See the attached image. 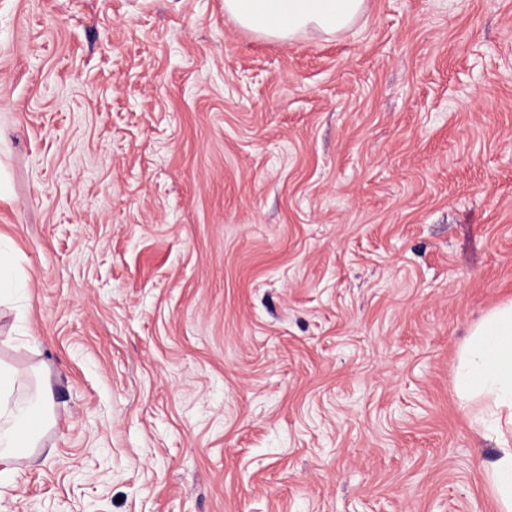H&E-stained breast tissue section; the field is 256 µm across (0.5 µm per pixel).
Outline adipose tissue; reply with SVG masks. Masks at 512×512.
<instances>
[{
	"mask_svg": "<svg viewBox=\"0 0 512 512\" xmlns=\"http://www.w3.org/2000/svg\"><path fill=\"white\" fill-rule=\"evenodd\" d=\"M365 0H224L237 25L281 42L310 31L335 34L362 14ZM27 377L0 364V485L12 483L15 459H33L51 405L48 388L28 397ZM456 390L462 404L484 401L483 426L498 436L497 455L485 474L498 512H512V301L492 309L471 330L459 352Z\"/></svg>",
	"mask_w": 512,
	"mask_h": 512,
	"instance_id": "obj_1",
	"label": "adipose tissue"
}]
</instances>
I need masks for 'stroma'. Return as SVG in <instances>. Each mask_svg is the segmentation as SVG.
<instances>
[{"label":"stroma","mask_w":512,"mask_h":512,"mask_svg":"<svg viewBox=\"0 0 512 512\" xmlns=\"http://www.w3.org/2000/svg\"><path fill=\"white\" fill-rule=\"evenodd\" d=\"M0 0V512H497L455 392L512 299V0ZM365 0H224V13L261 37L292 41L309 31L335 34L362 14ZM12 274V261L7 252L0 250V301L10 297L18 288ZM27 376L0 363V462L35 457L40 434L51 406L48 388L39 387L28 397L18 392L27 387Z\"/></svg>","instance_id":"35a3bbf8"}]
</instances>
